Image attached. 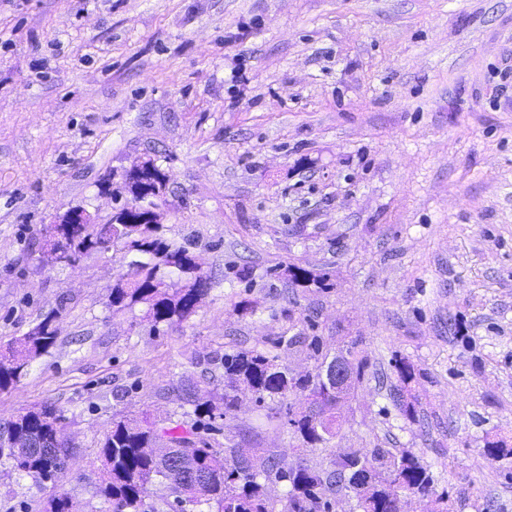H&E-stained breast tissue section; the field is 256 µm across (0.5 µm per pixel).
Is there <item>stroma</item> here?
<instances>
[{
	"label": "stroma",
	"mask_w": 512,
	"mask_h": 512,
	"mask_svg": "<svg viewBox=\"0 0 512 512\" xmlns=\"http://www.w3.org/2000/svg\"><path fill=\"white\" fill-rule=\"evenodd\" d=\"M146 157L173 174L165 238L212 279L156 328L109 302L123 252L41 250L68 208L108 221ZM51 314L56 344L0 390V418L64 417L57 487L78 512H113L95 486L114 420H193L181 380L223 388L217 356L250 349L296 377L348 350L365 378L325 443L286 425L304 393L244 392L210 447L329 470L409 451L433 492L401 512L444 492L450 512H512V0H0V347ZM50 489L0 464V512Z\"/></svg>",
	"instance_id": "1"
}]
</instances>
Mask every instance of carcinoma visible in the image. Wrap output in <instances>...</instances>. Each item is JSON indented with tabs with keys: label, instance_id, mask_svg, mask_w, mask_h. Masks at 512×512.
Returning a JSON list of instances; mask_svg holds the SVG:
<instances>
[{
	"label": "carcinoma",
	"instance_id": "1",
	"mask_svg": "<svg viewBox=\"0 0 512 512\" xmlns=\"http://www.w3.org/2000/svg\"><path fill=\"white\" fill-rule=\"evenodd\" d=\"M163 225L140 222L135 224H60L56 235L43 233L46 249L64 248L57 263L70 264L84 253L120 248L134 251L143 260L132 272L120 276L109 295L112 306L122 309L137 304L147 306L146 319L157 325L181 322L195 312L208 289L198 287L199 257L187 246H173L162 233ZM292 282L300 287L323 286L324 278L298 266L290 270ZM177 280L164 288L166 277ZM56 315L46 317L33 329L8 344L0 356V389L16 385L28 373L36 358L48 353L57 340L54 325ZM224 368L226 387L223 392L199 389L191 378L180 382L177 390L183 403L193 407L196 421L190 429L175 433L144 415L113 423L98 452L103 471L98 492L112 500L113 512H137L153 489L161 486L175 494L173 501L162 505L177 512L185 506L215 504L217 512H273L263 485L257 481L260 473L275 475L288 482V512H324L330 504L322 501L321 491L333 485L347 487L353 467L360 455L352 453L334 471L310 467L285 470L274 458L256 470L241 448L217 450L204 439L193 441L191 436L203 430L216 431V420L238 407L237 392L252 391L256 401L286 396L294 390L307 392L311 401L288 425L311 445L323 443L335 435L336 398L325 397L318 375L286 379L275 364V357L258 350L226 353L217 359ZM56 411L45 406L38 410L0 419V461L25 475L43 479L63 469L64 457L73 455L69 447L60 448L61 456L45 451L52 439ZM202 473L207 482L198 485L183 483L176 471L177 463ZM371 462L377 468L378 484L356 492L360 512H391L390 497L394 483L400 482L414 493L426 494L432 477L410 453L398 457L385 448L373 450ZM44 512H75L70 497L55 491L47 499Z\"/></svg>",
	"mask_w": 512,
	"mask_h": 512
}]
</instances>
